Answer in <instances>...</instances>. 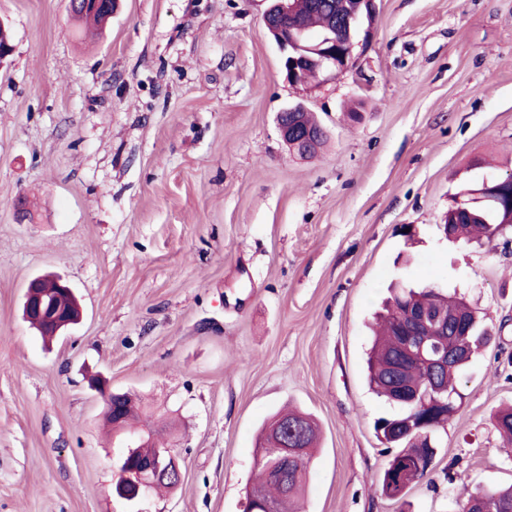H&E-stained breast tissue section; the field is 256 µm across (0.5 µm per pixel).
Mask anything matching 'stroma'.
<instances>
[{
	"label": "stroma",
	"mask_w": 512,
	"mask_h": 512,
	"mask_svg": "<svg viewBox=\"0 0 512 512\" xmlns=\"http://www.w3.org/2000/svg\"><path fill=\"white\" fill-rule=\"evenodd\" d=\"M266 7L117 0L89 38L68 0H0V512H243L260 430L288 405L321 433L300 512H458L512 484L492 422L512 405V236L438 229L462 178L512 172V0H376L351 68L305 87ZM297 102L327 134L312 157L278 129ZM46 273L83 306L47 345L22 316ZM400 279L465 294L495 333L429 475L394 500L373 428L394 407L366 360ZM93 375L141 397L175 489L116 497L126 437Z\"/></svg>",
	"instance_id": "35a3bbf8"
}]
</instances>
